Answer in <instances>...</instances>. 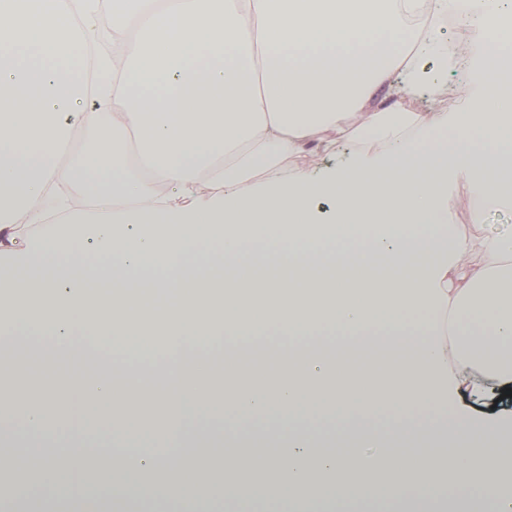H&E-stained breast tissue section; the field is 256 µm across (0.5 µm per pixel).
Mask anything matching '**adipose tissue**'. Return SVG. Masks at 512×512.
<instances>
[{"label": "adipose tissue", "mask_w": 512, "mask_h": 512, "mask_svg": "<svg viewBox=\"0 0 512 512\" xmlns=\"http://www.w3.org/2000/svg\"><path fill=\"white\" fill-rule=\"evenodd\" d=\"M498 2L168 0L157 10L154 0H112L122 61L98 55L91 92L54 63L73 30L93 40L101 0H0V332L23 348L0 360V375L35 352L76 357L78 327L115 346L162 336L161 354L123 355L69 396L112 430L98 460L118 475L116 497L191 482L194 449L219 447L223 484L250 498L237 440L197 415L207 406L219 418L227 405L246 417L280 411L259 466L269 493L292 497L295 512L313 471L341 502L373 497L367 477L382 474L394 512H447L431 493L444 481L500 485L512 429L449 409L448 394L512 384V235L475 243L442 230L461 183L485 203L473 223L485 207L512 209V190L490 178L512 170V95L486 70L498 33L512 29ZM452 12L492 33L469 62L471 104L417 111L407 98L446 85L454 50L439 34ZM81 100L91 107L76 147L66 114ZM345 144L354 147L346 164L318 169L320 154ZM289 160L287 177H271ZM410 165L423 182L407 177ZM62 185L81 203L46 210ZM140 288L166 295L161 323ZM269 334L289 342L272 352L276 384L225 386L216 406L210 381L223 358L197 376L188 351ZM361 344L396 358L350 379ZM452 356L474 377L450 375ZM140 378L159 385L169 441L152 458L126 443ZM359 400L393 414L398 451L378 453L374 431L362 449L319 451L295 426L305 405L348 431ZM419 409L429 424L415 423ZM66 412L51 397L34 407L26 390L0 392V415L21 422L0 430V468L15 464L11 445L32 439L41 471H84V442L53 438Z\"/></svg>", "instance_id": "obj_1"}]
</instances>
